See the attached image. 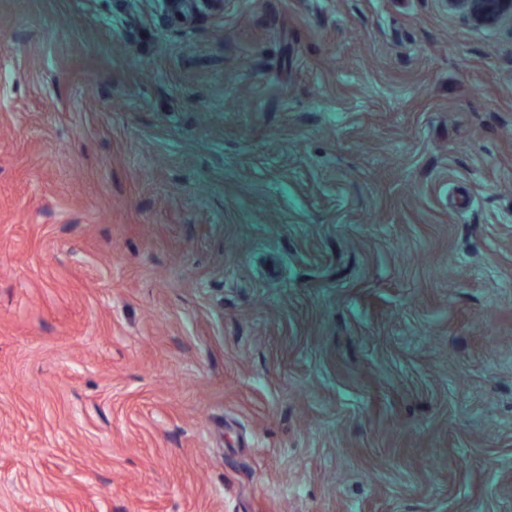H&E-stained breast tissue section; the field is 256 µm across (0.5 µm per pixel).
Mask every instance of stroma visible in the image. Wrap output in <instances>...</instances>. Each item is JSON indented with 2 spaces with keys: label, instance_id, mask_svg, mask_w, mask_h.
<instances>
[{
  "label": "stroma",
  "instance_id": "35a3bbf8",
  "mask_svg": "<svg viewBox=\"0 0 512 512\" xmlns=\"http://www.w3.org/2000/svg\"><path fill=\"white\" fill-rule=\"evenodd\" d=\"M0 512H512V19L0 0Z\"/></svg>",
  "mask_w": 512,
  "mask_h": 512
}]
</instances>
